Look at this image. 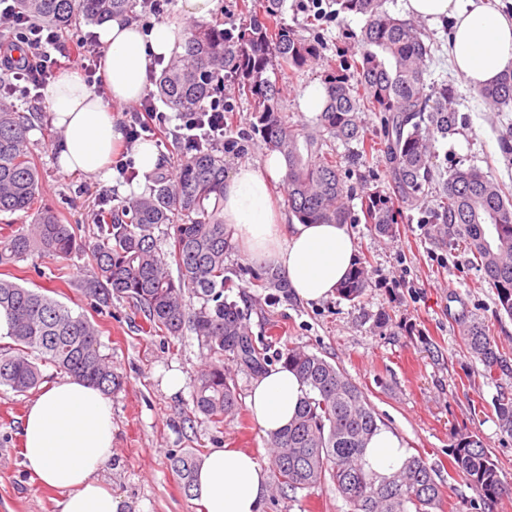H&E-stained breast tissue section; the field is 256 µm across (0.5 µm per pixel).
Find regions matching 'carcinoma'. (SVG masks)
<instances>
[{
	"label": "carcinoma",
	"instance_id": "carcinoma-1",
	"mask_svg": "<svg viewBox=\"0 0 512 512\" xmlns=\"http://www.w3.org/2000/svg\"><path fill=\"white\" fill-rule=\"evenodd\" d=\"M132 0H17L22 14L65 30L79 19L101 23L130 11ZM284 0H254L249 23L230 39L220 20L199 22L185 50L162 70L157 93L179 112H197L210 99L215 78L229 70L238 93L251 104L257 130L267 148L286 161L289 210L301 224L374 225L391 236L396 208L412 209L432 188L437 138L455 134L456 92L448 84L427 81L433 43L422 28L383 6V0H335L338 11L365 20L357 38L360 52L327 61V102L317 116L318 131L288 126L279 108V89L269 78L278 68L296 74L324 58L322 45L288 27ZM353 70L355 84L344 70ZM497 112H512V68L479 90ZM360 112L383 114L382 137L361 131ZM35 115L18 111L7 93L0 95V215L23 212L30 224H0V267H12L35 255L66 258L76 249L73 227L54 210L38 205L39 171L29 155L28 132ZM341 142L339 151L335 142ZM384 154L394 191H378L361 201L352 215L342 163ZM174 179L160 178L147 194L98 213V242L92 252L95 276L86 281V297L123 298L143 314L149 331L178 336L187 326L217 360L193 379L196 410L216 422L234 414L238 400L224 355L259 373L264 360L243 310L224 300V257L229 234L220 216L224 206V152L210 146L186 147ZM428 223L448 249L463 244L473 254L482 279L493 288L499 309L512 317V191L475 166L453 167L441 183ZM175 227L170 249L158 248L154 229ZM178 276H173L171 265ZM365 262L354 264L337 289L343 299L359 298L368 285ZM202 299L186 308L183 292ZM101 331L85 314L9 278L0 277V385L25 394L42 380L41 364L79 377L104 393L119 390L123 376L100 351ZM462 343L479 360L481 375L495 382L509 371L505 353L483 322L462 329ZM279 360L308 387V394L282 432L270 439L271 467L282 494L310 490L330 480L350 512H432L443 490L436 471L419 455L400 467L378 473L366 467L365 453L379 430L364 392L331 362L298 347ZM501 433L512 437V395L494 400ZM450 465L482 501L505 492L497 464L483 441L459 433L448 448ZM172 470L186 493L195 488L197 458L192 451L174 455Z\"/></svg>",
	"mask_w": 512,
	"mask_h": 512
}]
</instances>
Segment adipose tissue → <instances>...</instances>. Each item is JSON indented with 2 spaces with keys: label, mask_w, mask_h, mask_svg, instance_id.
Returning <instances> with one entry per match:
<instances>
[{
  "label": "adipose tissue",
  "mask_w": 512,
  "mask_h": 512,
  "mask_svg": "<svg viewBox=\"0 0 512 512\" xmlns=\"http://www.w3.org/2000/svg\"><path fill=\"white\" fill-rule=\"evenodd\" d=\"M179 2L180 15L150 31L127 17L100 29L107 96L98 95L72 70L49 85L50 120L64 132L62 171L111 180L112 155L125 140L113 104L141 99L150 70L182 52L184 17L199 13L210 0ZM405 8L415 18L447 22L448 56L472 87L494 84L512 68V16L490 0H405ZM285 168L276 153L262 163L239 166L224 182L222 215L247 258L273 264L297 299L317 302L335 294L346 277L355 261V239L346 224L288 223L270 193ZM306 392L286 368L262 373L248 397L256 425L267 435L285 428ZM22 438L26 469L40 485L61 492L59 512H120V500L96 478L112 459V407L99 389L73 376L53 383L29 404ZM404 458L400 438L386 428L373 436L365 455L368 467L380 473L396 469ZM195 491L204 512H260L268 484L252 452L214 448L197 461Z\"/></svg>",
  "instance_id": "ef3b65f1"
}]
</instances>
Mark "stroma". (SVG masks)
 I'll list each match as a JSON object with an SVG mask.
<instances>
[{
	"label": "stroma",
	"mask_w": 512,
	"mask_h": 512,
	"mask_svg": "<svg viewBox=\"0 0 512 512\" xmlns=\"http://www.w3.org/2000/svg\"><path fill=\"white\" fill-rule=\"evenodd\" d=\"M308 0H284L282 17L307 38H321L326 56L357 46L362 18L336 13L333 0H324L325 18L314 19ZM433 41L429 81L447 82L456 91L461 120L458 132L438 141L436 181L448 167L474 165L512 190V155L501 142L512 135V112L493 111L476 90L456 74L448 61V30L444 24L426 25ZM324 68L314 65L291 74L272 73L279 87L280 109L296 128L314 129L316 116L301 111L299 97L314 82H322ZM231 106L227 137L242 144L241 153L225 154L227 170L263 161L268 150L254 130L248 101L234 87H226ZM19 109L36 113L28 148L41 174L40 202L54 208L72 225L78 248L69 257H35L19 262L16 275L26 287L49 290L51 297L86 314L101 330V350L123 374L122 389L111 394L112 460L98 472L101 484L120 498L125 512H201L197 498L187 496L170 468V457L190 450L203 455L213 448L250 450L262 465H269L267 438L246 405L254 373L225 356L240 403L239 411L217 423L195 411L192 380L211 355L191 329L166 336L143 332L144 318L122 299L99 307L82 292L94 275L91 259L98 228L93 219L103 204L102 189H110L111 206L127 200L132 150L123 148L115 160L126 171L114 174L112 184L82 173L63 172L57 148L61 130L49 120L45 98L15 93ZM177 112L166 126L151 129L146 137L156 145L159 175L174 176L181 156ZM346 187L354 197L375 190L390 191L383 162L370 160L344 166ZM422 208L405 210L394 236L373 225L355 224L356 257L369 270L363 295L347 301L338 296L315 303L298 301L288 289L256 285L251 264L239 247L224 260V276L231 282L226 299L236 301L247 314V324L267 367L276 354L296 346L317 354L345 372L364 392L382 427L393 430L410 454L423 456L443 486L440 512H512V438L498 428L493 401L499 392L512 393V374L489 383L478 360L461 341L465 322L480 319L488 325L500 349L512 357V318L499 312L496 295L475 266L471 253L448 249L423 223ZM172 370L185 377L183 386L169 391L165 375ZM29 395L0 386V512H58L59 491L40 486L24 466L22 423ZM477 434L497 463L506 493L476 505L477 495L448 463V448L457 433ZM350 507L333 483L298 492L296 497L270 490L261 512H349Z\"/></svg>",
	"instance_id": "35a3bbf8"
}]
</instances>
